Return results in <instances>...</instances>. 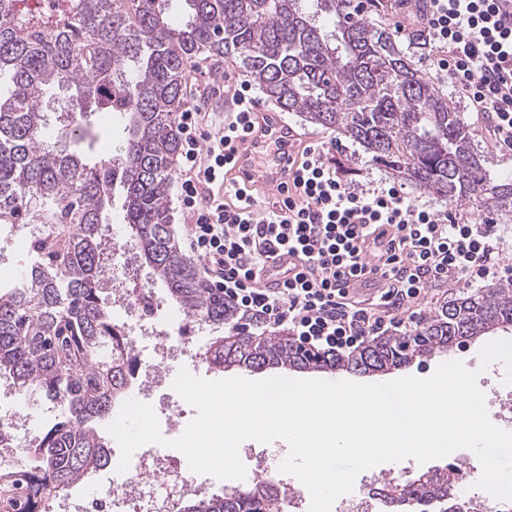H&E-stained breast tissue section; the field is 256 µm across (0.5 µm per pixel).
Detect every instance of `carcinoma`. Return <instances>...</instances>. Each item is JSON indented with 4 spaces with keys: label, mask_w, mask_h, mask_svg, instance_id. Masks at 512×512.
Wrapping results in <instances>:
<instances>
[{
    "label": "carcinoma",
    "mask_w": 512,
    "mask_h": 512,
    "mask_svg": "<svg viewBox=\"0 0 512 512\" xmlns=\"http://www.w3.org/2000/svg\"><path fill=\"white\" fill-rule=\"evenodd\" d=\"M75 0L57 29L17 18L0 0V227L33 224L36 260L0 288V378L58 411L33 445L34 462L0 469V512H48L52 500L111 459L99 423L133 384L124 328L108 302L114 267L105 210L122 193L134 259L165 297L200 324L237 318L224 294L198 276L177 246L168 192L179 151L178 112L195 58L236 56L268 100L339 130L370 161L449 202L512 212V184L486 176L460 114L374 22L381 0ZM58 104L56 140L43 136L45 98ZM117 112L116 155L93 161L82 147L87 114ZM512 327V288L452 299L415 329L376 336L349 354H327L262 334L224 337L215 369L388 372ZM388 512H471L448 493L445 470L427 471L384 496ZM181 512H280L278 488H234L189 498Z\"/></svg>",
    "instance_id": "1"
}]
</instances>
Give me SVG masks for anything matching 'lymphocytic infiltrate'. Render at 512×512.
Returning a JSON list of instances; mask_svg holds the SVG:
<instances>
[{"label": "lymphocytic infiltrate", "mask_w": 512, "mask_h": 512, "mask_svg": "<svg viewBox=\"0 0 512 512\" xmlns=\"http://www.w3.org/2000/svg\"><path fill=\"white\" fill-rule=\"evenodd\" d=\"M505 0H428L421 18L438 75L491 120L512 149V11ZM233 108L210 130L199 106L178 114L177 200L191 254L242 319L320 351L348 353L403 326L397 310L438 283L512 280L493 221L471 222L411 201L401 185L344 178L320 140L288 157V197L268 201L228 178L240 138L255 132L256 96L234 84ZM299 263L271 264L277 251ZM378 288L364 303L357 288Z\"/></svg>", "instance_id": "lymphocytic-infiltrate-1"}]
</instances>
